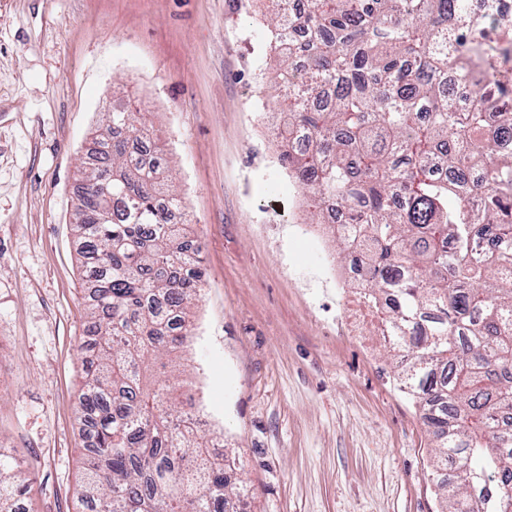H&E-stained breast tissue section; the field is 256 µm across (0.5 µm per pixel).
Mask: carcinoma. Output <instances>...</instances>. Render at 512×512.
<instances>
[{
    "mask_svg": "<svg viewBox=\"0 0 512 512\" xmlns=\"http://www.w3.org/2000/svg\"><path fill=\"white\" fill-rule=\"evenodd\" d=\"M278 112L308 129L280 149L311 223L328 205L362 258V297L400 389L435 440L441 512H512V11L495 0H269ZM141 111L112 108L82 171L73 230L92 284L77 512H237L236 457L204 449L192 399L154 376L193 336L203 287L170 175L136 148ZM25 453L0 452V512H20ZM454 474L448 475V465Z\"/></svg>",
    "mask_w": 512,
    "mask_h": 512,
    "instance_id": "1",
    "label": "carcinoma"
}]
</instances>
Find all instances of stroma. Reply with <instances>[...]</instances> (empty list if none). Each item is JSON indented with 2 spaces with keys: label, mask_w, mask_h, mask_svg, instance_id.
I'll return each instance as SVG.
<instances>
[{
  "label": "stroma",
  "mask_w": 512,
  "mask_h": 512,
  "mask_svg": "<svg viewBox=\"0 0 512 512\" xmlns=\"http://www.w3.org/2000/svg\"><path fill=\"white\" fill-rule=\"evenodd\" d=\"M247 0H0V448L26 451L25 512H75L90 353L79 172L127 92L164 144L204 285L187 378L238 459L246 512H440L433 441L348 286L297 219L265 118L275 69Z\"/></svg>",
  "instance_id": "35a3bbf8"
}]
</instances>
